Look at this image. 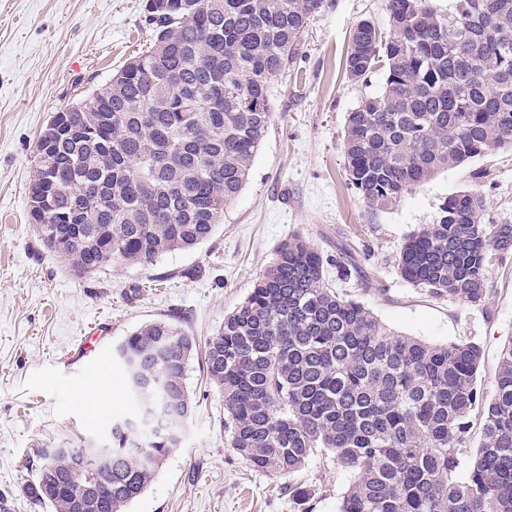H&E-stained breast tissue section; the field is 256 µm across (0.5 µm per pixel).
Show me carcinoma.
Wrapping results in <instances>:
<instances>
[{
    "label": "carcinoma",
    "instance_id": "1",
    "mask_svg": "<svg viewBox=\"0 0 512 512\" xmlns=\"http://www.w3.org/2000/svg\"><path fill=\"white\" fill-rule=\"evenodd\" d=\"M325 0H153V43L80 99L71 123L100 120L37 152L28 187L55 181L40 241L76 273L116 261L151 265L213 235L243 189L272 112L271 79L288 66ZM381 36L364 20L345 57L353 80L384 71L379 93L348 113L346 180L372 211L395 206L436 172L512 147V0H387ZM482 196L460 191L436 222L411 233L398 269L417 288L485 302L488 272L512 250V224L484 223ZM135 376L179 428L191 411L185 376L193 337L171 321L121 342ZM480 347L396 333L329 286L323 256L295 236L206 343L209 380L224 397V431L253 468L289 473L318 448L351 474L338 512H512V345L491 399L477 386ZM487 404L483 444L468 466L469 418ZM112 426V471L76 489L80 449L39 465L27 495L52 512H125L173 448L171 435L128 451Z\"/></svg>",
    "mask_w": 512,
    "mask_h": 512
}]
</instances>
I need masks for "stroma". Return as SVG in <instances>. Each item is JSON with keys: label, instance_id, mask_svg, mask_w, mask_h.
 <instances>
[{"label": "stroma", "instance_id": "35a3bbf8", "mask_svg": "<svg viewBox=\"0 0 512 512\" xmlns=\"http://www.w3.org/2000/svg\"><path fill=\"white\" fill-rule=\"evenodd\" d=\"M287 71L271 80V124L248 180L211 238L149 266L121 262L89 275L46 249L28 219V186L41 131L58 111L108 82L152 43L146 0H0V512H50L25 493L45 448H80L132 411L114 360L64 365L84 331L103 322L109 355L139 326L179 319L195 355L192 409L182 442L127 512H337L351 475L317 449L289 474L253 469L227 441L224 402L206 377L205 344L272 265L280 243L305 238L322 255L350 243L362 275L327 279L389 329L432 344L473 342L478 385L491 393L512 344V251L489 271L472 306L435 297L400 275V247L435 222L448 195H482L484 220L512 224V147L439 171L391 209L370 212L346 186L343 128L383 74L353 81L343 62L362 20L389 34L386 0H327ZM306 487V500L289 497Z\"/></svg>", "mask_w": 512, "mask_h": 512}]
</instances>
